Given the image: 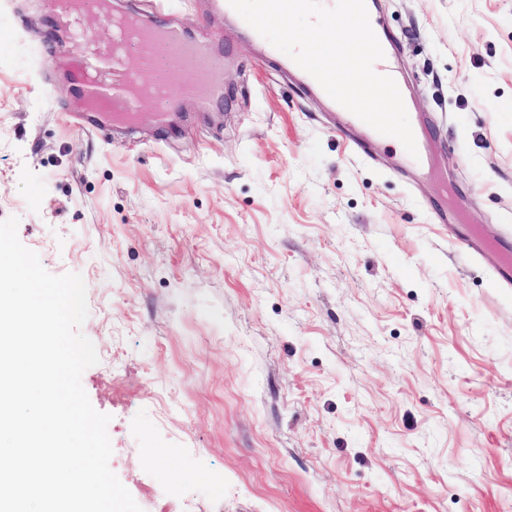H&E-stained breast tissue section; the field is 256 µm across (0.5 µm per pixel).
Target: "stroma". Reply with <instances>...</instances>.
<instances>
[{"instance_id": "stroma-1", "label": "stroma", "mask_w": 512, "mask_h": 512, "mask_svg": "<svg viewBox=\"0 0 512 512\" xmlns=\"http://www.w3.org/2000/svg\"><path fill=\"white\" fill-rule=\"evenodd\" d=\"M210 3L121 6L223 98L90 131L46 0H0V220L85 281L111 469L143 512H512V289L466 251L512 243V0H380L416 184Z\"/></svg>"}]
</instances>
